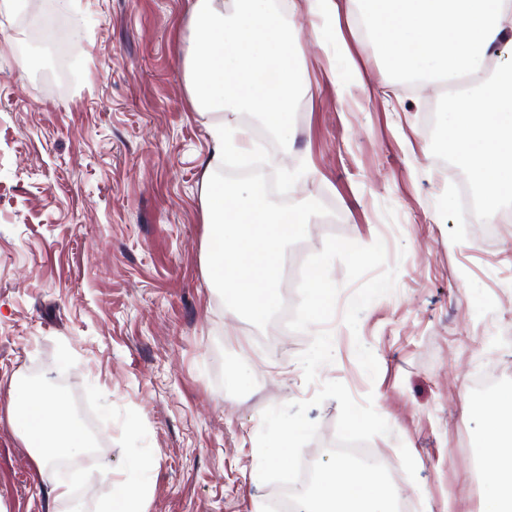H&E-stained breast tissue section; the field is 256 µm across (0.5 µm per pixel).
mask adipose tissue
Listing matches in <instances>:
<instances>
[{
	"label": "adipose tissue",
	"instance_id": "1",
	"mask_svg": "<svg viewBox=\"0 0 512 512\" xmlns=\"http://www.w3.org/2000/svg\"><path fill=\"white\" fill-rule=\"evenodd\" d=\"M300 12L313 39L321 38L323 23L333 26L340 52L329 62L331 80L366 76L367 63L355 57L344 27L352 19L375 41L383 70L404 83L471 78L464 94L443 100V141L480 192L486 223L512 214V0H288L284 13L276 0H191L185 86L208 119L212 145L200 190L203 274L233 311L256 322L280 300L282 246L302 230L308 207L281 209L254 186L216 179L227 157H246L252 148L249 129L222 114L250 113L289 144L303 54L290 17ZM6 387L12 429L40 472L54 474L55 497H71L72 486L55 475L57 463L88 447L86 432L51 387L14 380ZM482 413L481 467L491 488L479 512H512V388ZM146 467L142 458L129 460L106 512H146Z\"/></svg>",
	"mask_w": 512,
	"mask_h": 512
}]
</instances>
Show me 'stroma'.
Here are the masks:
<instances>
[{
	"mask_svg": "<svg viewBox=\"0 0 512 512\" xmlns=\"http://www.w3.org/2000/svg\"><path fill=\"white\" fill-rule=\"evenodd\" d=\"M191 0H24L0 9V378L48 385L112 462L75 458L77 493L53 500L7 420L0 391V512H99L131 457L149 468L148 512H255L262 411L310 398L297 360L311 333L281 337L224 311L202 275L200 180L206 119L185 92L183 37ZM304 47L307 92L282 146L251 114L260 145L250 179L278 206L305 199L310 222L283 254L320 251L337 234L383 240L394 291L343 322L355 291L342 263L332 326L336 349L319 378L373 395L391 435L372 439L414 512H477L481 408L512 387V223L473 231L459 204L469 180L440 142L429 89L384 96L376 47L365 86L325 75L331 38ZM306 168L299 183L288 171ZM379 363L369 379L356 343ZM255 370L239 387L241 353ZM339 407L311 408L324 458Z\"/></svg>",
	"mask_w": 512,
	"mask_h": 512,
	"instance_id": "stroma-1",
	"label": "stroma"
}]
</instances>
